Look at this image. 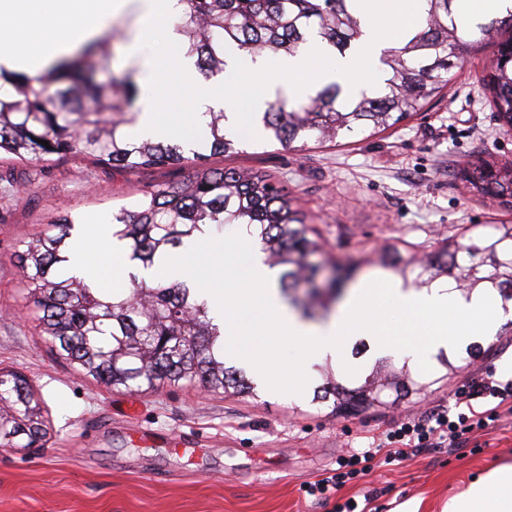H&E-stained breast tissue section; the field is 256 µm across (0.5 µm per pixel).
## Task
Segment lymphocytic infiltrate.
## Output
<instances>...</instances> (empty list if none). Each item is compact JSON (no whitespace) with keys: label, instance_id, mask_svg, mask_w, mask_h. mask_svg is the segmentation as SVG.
Listing matches in <instances>:
<instances>
[{"label":"lymphocytic infiltrate","instance_id":"f902f5d3","mask_svg":"<svg viewBox=\"0 0 512 512\" xmlns=\"http://www.w3.org/2000/svg\"><path fill=\"white\" fill-rule=\"evenodd\" d=\"M454 396L457 410L439 409L374 436L371 446L349 451L335 468L304 484L305 493L319 502L334 503L336 512H356L359 503L380 498L382 489L368 490L360 502L350 497L340 503L336 497L345 487L367 479L376 461L398 466L434 448L466 447L476 433L492 430L502 415L512 414V380L499 381L491 372L470 379ZM482 402L487 403V410H479Z\"/></svg>","mask_w":512,"mask_h":512}]
</instances>
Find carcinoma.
I'll use <instances>...</instances> for the list:
<instances>
[{
  "label": "carcinoma",
  "mask_w": 512,
  "mask_h": 512,
  "mask_svg": "<svg viewBox=\"0 0 512 512\" xmlns=\"http://www.w3.org/2000/svg\"><path fill=\"white\" fill-rule=\"evenodd\" d=\"M184 9L175 27L185 38L186 53L197 56L207 79L224 73L226 55H293L311 30L340 55L354 47L360 21L348 0H181ZM453 0H427L424 23L402 47L384 51L387 78L376 92L342 96L327 85L307 101L279 99L261 117L262 135L288 148L300 142L334 144L351 133L374 134L420 111L448 84L455 66L453 49L464 45ZM512 25V10L479 26L482 37ZM104 36L36 78L20 76L0 85V152L19 162H50L77 155L112 168H169L190 165L193 177L144 191L131 209L116 217L112 236L125 242L134 267L149 268L173 254L185 241L212 228L244 224L260 240L270 267L280 272L281 292L291 297L304 281L308 297L319 295L317 268L309 257L319 250L315 230L294 204L288 190L268 175L210 165V156L237 152L238 140L224 129L225 115L210 113L206 152L186 154L178 143L157 139L134 141L127 128L137 113L138 87L133 75L99 83L86 73L85 59L103 54ZM498 120L512 130V61H500L487 81ZM44 140L49 146L38 143ZM482 195H498L512 185V162L482 160L468 177ZM73 220L53 218L25 241L18 267L36 309V329L58 358L79 373L127 391H157L183 382L214 394H251L256 386L241 369L224 362L221 334L184 281L159 280L152 285L129 273L130 287L104 293L84 280L67 277L68 238ZM378 262L404 281L420 287L449 278L459 290L484 285L512 300V224H495L475 239L462 233L431 250L418 263L399 249L382 252ZM0 387V447H40L48 434L44 400L29 379L3 371ZM428 383L404 381L392 364L380 361L360 386L336 385L333 372L314 389L313 402L331 411L358 415L379 412L384 389L421 394Z\"/></svg>",
  "instance_id": "obj_1"
}]
</instances>
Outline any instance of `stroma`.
<instances>
[{
  "label": "stroma",
  "instance_id": "stroma-1",
  "mask_svg": "<svg viewBox=\"0 0 512 512\" xmlns=\"http://www.w3.org/2000/svg\"><path fill=\"white\" fill-rule=\"evenodd\" d=\"M138 28L133 9L113 22L111 54L92 61L98 81L129 70L127 48ZM479 36L476 28L468 33L472 45L447 88L384 132L292 149L250 138L211 164L281 181L319 235L312 261L320 284L335 282L340 293L374 274L386 247L427 252L465 229L476 237L488 225L512 224V206L475 195L461 178L485 155L512 161V131L501 128L482 85L499 44ZM191 174L188 166L124 170L76 156L0 159V368L29 378L49 420L44 447L0 448V512H332L302 486L348 450L426 409L453 407L468 377L491 370L512 379V322L482 343L479 356H453V374L439 362L422 365L412 377L429 390L381 417L336 415L309 392L290 400L274 382L253 396L210 395L188 384L140 393L77 373L37 334L15 275L24 241L59 214L78 225L113 217L137 192ZM479 442L475 455L437 448L378 469L381 512H443L472 481L512 465V415Z\"/></svg>",
  "mask_w": 512,
  "mask_h": 512
}]
</instances>
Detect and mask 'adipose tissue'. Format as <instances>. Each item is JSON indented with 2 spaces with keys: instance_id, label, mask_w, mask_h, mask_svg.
I'll use <instances>...</instances> for the list:
<instances>
[{
  "instance_id": "obj_1",
  "label": "adipose tissue",
  "mask_w": 512,
  "mask_h": 512,
  "mask_svg": "<svg viewBox=\"0 0 512 512\" xmlns=\"http://www.w3.org/2000/svg\"><path fill=\"white\" fill-rule=\"evenodd\" d=\"M355 5L363 35L350 54H336L313 37L300 54L271 63L230 58L223 79L206 82L194 58L186 56L184 38L172 23L182 12L180 0H0V79L46 72L103 36L116 18L134 6L140 14V35L166 24L169 52L146 56L139 44L128 48L149 87L137 121L128 130L130 137H203L210 110L225 112L228 128L237 136L250 137L256 130V114L278 94L303 96L332 83L339 84L349 98L364 88L377 90L382 50L411 38L427 11L426 0H355ZM271 71L277 72V79H268ZM171 72L178 77L188 111L166 120L162 113L169 104L159 83ZM242 83L250 86L244 97L231 91ZM122 255L121 243L101 225L86 224L70 244L67 272L104 289L120 275ZM190 262L198 269L192 280L196 292L224 328L225 361L244 365L256 379L267 381L276 376L277 351L296 349L297 366L280 377L282 388L292 395L307 388L319 366L347 369L355 340L366 341L376 357L391 356L414 368L438 354L457 352L472 340L492 339L512 319V302L503 303L493 289L478 287L465 295L445 279L416 288L401 277L376 273L353 288L327 322L306 323L284 303L279 269L268 266L259 242L241 228L229 230L221 246L209 234L196 236L166 261L168 279L183 278ZM394 306L423 323L419 339L407 340L405 328L395 326L390 315ZM444 512H512V466L473 481L449 499Z\"/></svg>"
}]
</instances>
